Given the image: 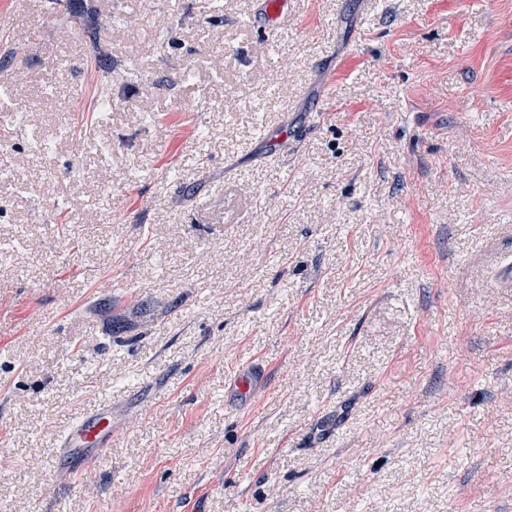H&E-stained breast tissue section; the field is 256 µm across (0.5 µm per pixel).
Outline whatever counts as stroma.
<instances>
[{"instance_id": "1", "label": "stroma", "mask_w": 512, "mask_h": 512, "mask_svg": "<svg viewBox=\"0 0 512 512\" xmlns=\"http://www.w3.org/2000/svg\"><path fill=\"white\" fill-rule=\"evenodd\" d=\"M293 2L0 0V512H512V0ZM258 10V22L264 32L271 37L278 35L280 20L292 11L293 0H261ZM112 445V412L101 410L77 419L60 440V447L77 458L94 450L104 453Z\"/></svg>"}]
</instances>
